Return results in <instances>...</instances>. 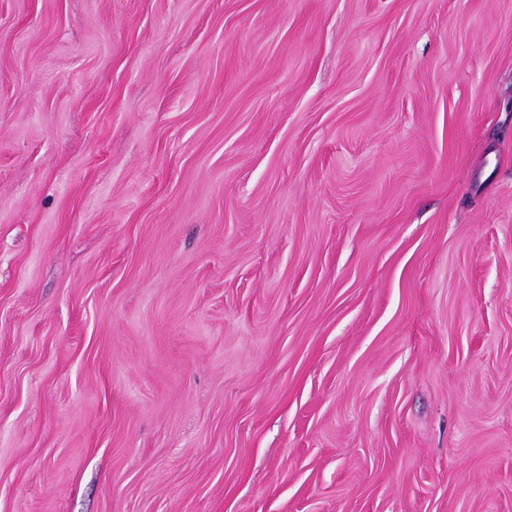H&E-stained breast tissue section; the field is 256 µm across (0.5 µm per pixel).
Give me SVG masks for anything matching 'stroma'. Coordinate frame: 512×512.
<instances>
[{
  "label": "stroma",
  "instance_id": "stroma-1",
  "mask_svg": "<svg viewBox=\"0 0 512 512\" xmlns=\"http://www.w3.org/2000/svg\"><path fill=\"white\" fill-rule=\"evenodd\" d=\"M0 512H512V0H0Z\"/></svg>",
  "mask_w": 512,
  "mask_h": 512
}]
</instances>
